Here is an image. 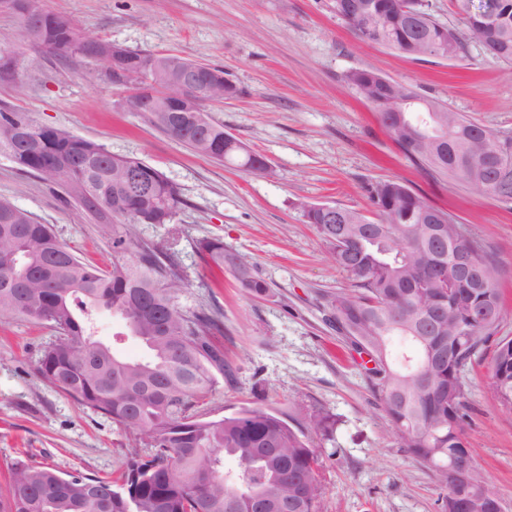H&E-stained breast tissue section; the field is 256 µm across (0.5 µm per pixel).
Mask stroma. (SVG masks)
<instances>
[{"mask_svg":"<svg viewBox=\"0 0 512 512\" xmlns=\"http://www.w3.org/2000/svg\"><path fill=\"white\" fill-rule=\"evenodd\" d=\"M330 0H42L75 18L83 35L144 53H175L223 68L243 90L208 107L209 116L269 164L266 174L218 163L155 128L124 104L129 86L99 62L61 60L30 42L19 15L0 6V48L21 61L0 80V106L28 112L114 155L135 157L180 189L186 204L170 224H141L139 238L167 245L181 262L186 307L215 306L217 340L231 371L201 407L219 419L262 404L286 420L326 412L332 438L305 431L322 455V512H439L430 468L402 448L374 396L360 357L328 320V299L351 277L331 259L301 207L330 203L372 215L369 190L398 178L445 209L480 240L500 271V333L512 337V212L461 181L432 179L407 160L371 105L344 81L366 68L413 86L449 110L494 131H512V68L468 43L455 60H415L361 42ZM59 187L0 157V197L51 225L79 259L108 269L118 259L102 224ZM222 239L267 283L253 296L231 272L208 269L195 251ZM98 339L118 355L147 349L112 312L100 311ZM57 339L47 324L0 316V491L18 459L59 471L114 478L133 435L79 406L37 374ZM492 348L465 375V432L476 472L512 512V410L492 396Z\"/></svg>","mask_w":512,"mask_h":512,"instance_id":"stroma-1","label":"stroma"}]
</instances>
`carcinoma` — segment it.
I'll use <instances>...</instances> for the list:
<instances>
[{"mask_svg":"<svg viewBox=\"0 0 512 512\" xmlns=\"http://www.w3.org/2000/svg\"><path fill=\"white\" fill-rule=\"evenodd\" d=\"M467 37L427 12L423 0H330L329 8L362 42L405 56L457 59L464 39L512 67V0H453ZM48 51L62 58H93L98 39L68 34L70 16L44 11ZM145 63L132 80L139 90L163 93L164 82L146 64L154 54L131 50ZM357 95L374 104L382 127L400 152L432 178L452 177L478 195L512 210V187L499 179L512 171V133L493 131L413 87L367 69L345 75ZM233 81L199 90L200 107L237 98ZM400 98L420 100L412 128L398 125ZM152 124L207 158L256 172L259 156L244 148L207 112H156ZM0 156L44 183L64 189L107 225L112 247L128 254L102 270L63 246L51 227L0 199V313L53 326L56 342L42 353L39 376L75 403L92 409L134 434L126 461L114 480L74 475L17 460L10 468L0 512H251L260 496L301 500V512H320V459L297 430L274 411L243 406L230 416L206 420L197 408L224 373V346L213 340L220 328L215 309L179 304L186 288L175 254L138 239L139 224H170L185 205L179 188L144 161L112 155L70 132L37 124L26 112L0 108ZM146 177L141 190H122L125 170ZM376 218L336 208L331 224L320 210H305L336 265L353 287L331 295L336 328L352 348L369 358L372 391L402 447L426 464L441 490V512L451 502L466 512H490L500 502L482 477L477 485L448 481V454H470L465 434V373L495 343L489 391L512 409V338L499 335L502 320L497 270L483 244L458 234L448 212L434 206L400 179L372 186ZM208 266L230 270L254 296L267 284L219 238L198 241ZM471 251L491 277L490 287H448V265L457 251ZM122 316L130 333L149 350L147 361L114 354L95 338L96 310ZM308 427L332 434L328 413L303 416ZM153 449L144 457L138 446ZM233 457L237 469L224 470Z\"/></svg>","mask_w":512,"mask_h":512,"instance_id":"cac0c4a2","label":"carcinoma"}]
</instances>
